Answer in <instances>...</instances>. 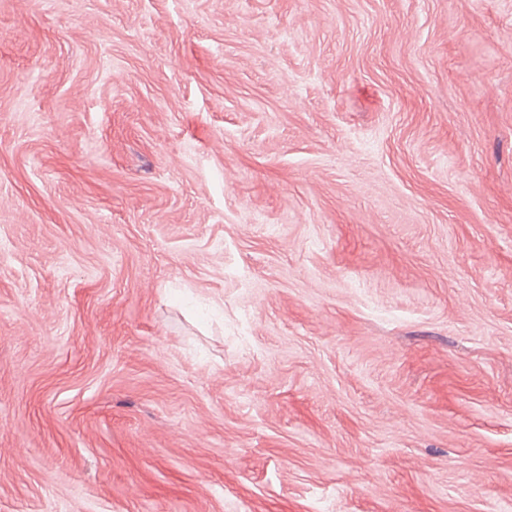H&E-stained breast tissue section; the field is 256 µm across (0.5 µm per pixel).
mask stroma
Instances as JSON below:
<instances>
[{"mask_svg":"<svg viewBox=\"0 0 512 512\" xmlns=\"http://www.w3.org/2000/svg\"><path fill=\"white\" fill-rule=\"evenodd\" d=\"M0 512H512V0H0Z\"/></svg>","mask_w":512,"mask_h":512,"instance_id":"1","label":"stroma"}]
</instances>
